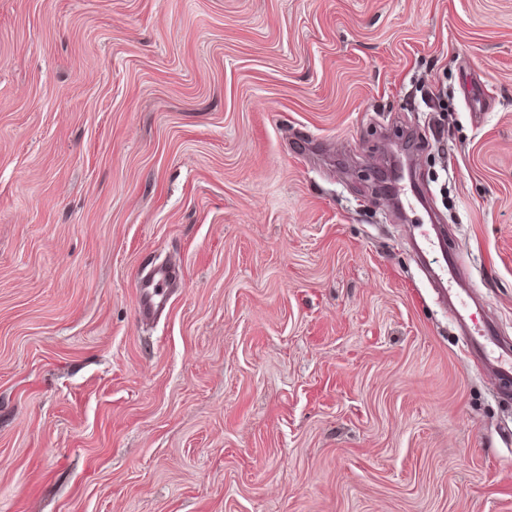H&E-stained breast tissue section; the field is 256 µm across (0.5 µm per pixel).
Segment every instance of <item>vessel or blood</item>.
<instances>
[{
  "instance_id": "1",
  "label": "vessel or blood",
  "mask_w": 512,
  "mask_h": 512,
  "mask_svg": "<svg viewBox=\"0 0 512 512\" xmlns=\"http://www.w3.org/2000/svg\"><path fill=\"white\" fill-rule=\"evenodd\" d=\"M432 248V243L427 241L417 246L431 279L448 297V307L462 333L467 356L488 373L500 377L512 375V343L501 340L495 323L479 321L483 307L469 274L455 255L446 253L441 259L431 260ZM178 280L176 269L167 263L155 265L139 278L136 305L140 320L150 322L165 312Z\"/></svg>"
}]
</instances>
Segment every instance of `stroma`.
Segmentation results:
<instances>
[{"instance_id": "1", "label": "stroma", "mask_w": 512, "mask_h": 512, "mask_svg": "<svg viewBox=\"0 0 512 512\" xmlns=\"http://www.w3.org/2000/svg\"><path fill=\"white\" fill-rule=\"evenodd\" d=\"M439 226L512 338V0H0V512H512ZM179 277L176 269L167 263H159L137 285L136 305L141 321L159 318L167 309Z\"/></svg>"}]
</instances>
